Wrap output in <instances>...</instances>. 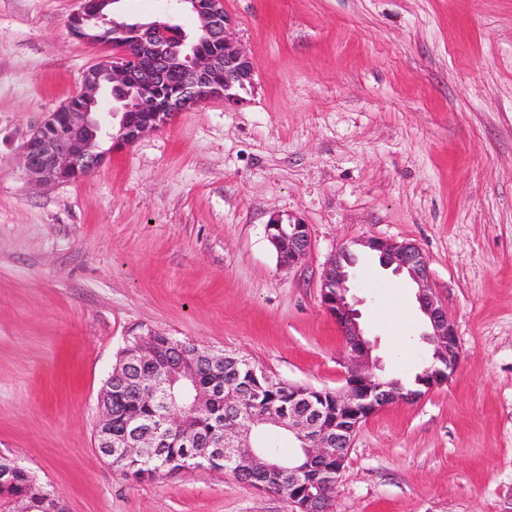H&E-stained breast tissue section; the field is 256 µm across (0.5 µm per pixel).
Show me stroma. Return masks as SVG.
Returning <instances> with one entry per match:
<instances>
[{"instance_id": "35a3bbf8", "label": "stroma", "mask_w": 512, "mask_h": 512, "mask_svg": "<svg viewBox=\"0 0 512 512\" xmlns=\"http://www.w3.org/2000/svg\"><path fill=\"white\" fill-rule=\"evenodd\" d=\"M80 0H0V457L68 512H297L221 471L136 482L94 449L98 394L151 330L333 390L324 263L411 240L462 349L444 386L363 422L335 512H512V0H224L255 65L241 106L205 102L91 174L35 184L31 129L111 55L70 33ZM198 21L167 0L114 16ZM312 249L280 267L271 213ZM352 292L386 377L428 354L414 289L359 255Z\"/></svg>"}]
</instances>
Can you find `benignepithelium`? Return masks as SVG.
I'll return each instance as SVG.
<instances>
[{
	"mask_svg": "<svg viewBox=\"0 0 512 512\" xmlns=\"http://www.w3.org/2000/svg\"><path fill=\"white\" fill-rule=\"evenodd\" d=\"M177 2L180 9L197 17L199 31L210 42V48L186 47L182 41L170 40L171 24L165 17L136 25L133 51L122 49L88 70L78 92L80 104L49 113L29 134L22 159L35 182L52 184L87 175L104 160L96 152L98 140L106 137L115 144L128 145L144 133L164 127L176 113L205 102L199 91L216 74H224V88L210 98L222 99L229 106L241 102L240 92L254 84L255 67L230 31L224 0ZM117 3L119 0H96L91 8L80 6L70 22L71 34L92 42L99 22L110 16ZM174 73L182 74V78L169 94L167 111L163 112L158 101ZM111 97L119 104L118 111L109 112L111 117L121 114L117 127L100 112L102 101ZM266 230L283 268L297 266L311 250L309 225L296 216L273 213ZM354 244L375 256L382 268L407 275L415 285V298L425 322L422 340L430 347L429 362L419 376L418 388L406 389L377 374L381 369L379 359L372 356L373 346L365 337L350 295V270L358 255L342 247L325 263L320 283L323 307L336 323L346 353L344 384L332 392V415H327L314 399L316 389L293 384L295 394L288 415L266 420L288 430L298 441L299 451L293 458L284 460L252 447L253 428L248 422H238L225 430L224 440L206 449L209 455L236 461L233 475L240 481L252 479L263 490L270 489L267 482L271 480L288 484V500L299 512H335L336 487L361 423L389 405L413 402L447 384L461 356L454 323L432 288L429 258L422 248L409 240L379 237H364ZM160 369L167 372L169 382L161 395L164 408L160 422L177 429L189 446L197 443V435L185 423L186 410L204 409L221 392L229 412L235 413L245 393L257 392L261 384L271 383L265 375L262 381L238 389H226L216 382L203 386L182 368L179 354L162 359L152 345L143 343L124 369L109 375L99 394L94 447L102 458L109 459L115 452L141 454L153 447L151 427L136 417L129 419L126 432H112V391L116 384L129 391L152 380Z\"/></svg>",
	"mask_w": 512,
	"mask_h": 512,
	"instance_id": "obj_1",
	"label": "benign epithelium"
}]
</instances>
